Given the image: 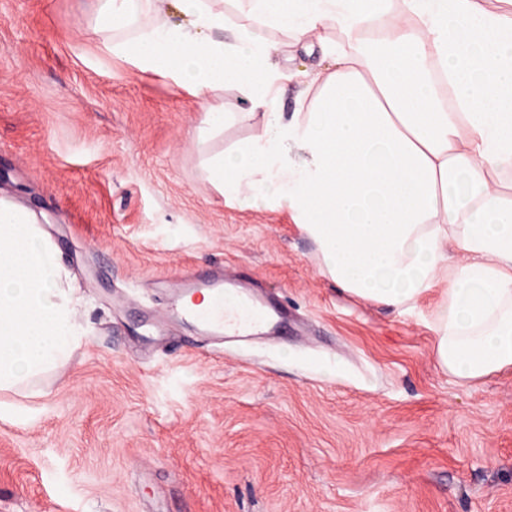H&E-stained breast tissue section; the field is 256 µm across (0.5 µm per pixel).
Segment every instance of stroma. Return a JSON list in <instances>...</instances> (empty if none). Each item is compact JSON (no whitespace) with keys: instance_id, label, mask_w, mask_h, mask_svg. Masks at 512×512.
<instances>
[{"instance_id":"stroma-1","label":"stroma","mask_w":512,"mask_h":512,"mask_svg":"<svg viewBox=\"0 0 512 512\" xmlns=\"http://www.w3.org/2000/svg\"><path fill=\"white\" fill-rule=\"evenodd\" d=\"M99 0H0V196L39 218L85 339L36 394L0 395V512H512V370L460 384L431 292L397 309L319 266L287 210L225 201L202 102L110 57ZM224 266L288 309L271 340L192 323L138 354L163 281Z\"/></svg>"}]
</instances>
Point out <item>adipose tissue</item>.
Here are the masks:
<instances>
[{"label":"adipose tissue","instance_id":"adipose-tissue-1","mask_svg":"<svg viewBox=\"0 0 512 512\" xmlns=\"http://www.w3.org/2000/svg\"><path fill=\"white\" fill-rule=\"evenodd\" d=\"M104 0L110 56L201 98L262 111L209 169L226 200L288 209L342 291L401 308L432 290L439 366L469 383L512 368V8L478 0ZM183 16L171 25L170 9ZM335 28L339 39L325 37ZM320 48L328 72L282 70L271 30ZM300 90L282 111L286 83Z\"/></svg>","mask_w":512,"mask_h":512}]
</instances>
